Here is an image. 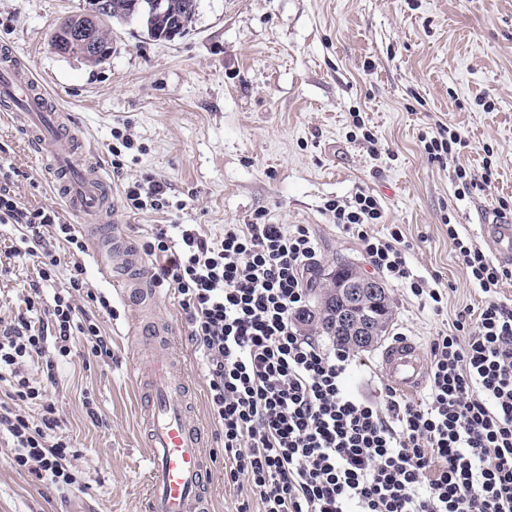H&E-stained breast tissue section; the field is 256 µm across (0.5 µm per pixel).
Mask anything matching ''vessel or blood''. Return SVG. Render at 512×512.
<instances>
[{
  "mask_svg": "<svg viewBox=\"0 0 512 512\" xmlns=\"http://www.w3.org/2000/svg\"><path fill=\"white\" fill-rule=\"evenodd\" d=\"M0 112H23L28 143L45 159L54 188L67 209L84 222L111 225L109 259L130 267L122 293L136 295L154 306L158 291L149 277L138 271L139 262L128 249L125 233L115 222V209L107 174L69 113L59 111L30 65L12 49L0 50ZM482 231L497 260L512 265V224H486ZM138 337L148 352L135 370L146 395L141 420L146 462L144 512H211L208 493L212 474L209 438L190 419V386L178 358L175 326L159 317L139 322ZM381 365L390 385L412 392L425 382L423 351L400 337L381 354Z\"/></svg>",
  "mask_w": 512,
  "mask_h": 512,
  "instance_id": "obj_1",
  "label": "vessel or blood"
}]
</instances>
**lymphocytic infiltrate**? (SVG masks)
I'll use <instances>...</instances> for the list:
<instances>
[{"mask_svg": "<svg viewBox=\"0 0 512 512\" xmlns=\"http://www.w3.org/2000/svg\"><path fill=\"white\" fill-rule=\"evenodd\" d=\"M170 192L148 174L125 184L123 206L164 213ZM325 209L375 270L443 311V288L413 272L399 226L374 234L383 219L375 196L359 192ZM0 224L20 228L13 254L32 258L40 284L68 274L51 301L30 293L16 324L0 329V431L17 468L64 494L77 474L47 384L76 338L89 355L111 357L109 337L77 299L86 292L101 309L111 305L90 294L81 263L63 265L62 253L84 252L85 244L58 210L27 208L0 186ZM448 237L484 301L433 340L420 399L389 389L376 403L349 390L348 349L326 347L296 324L305 273L319 257L308 225L228 224L219 236L199 224L152 227L144 249L157 261L158 286L176 294L206 373L209 416L224 434V482L256 496L259 512H512V304L499 296L512 267L495 263L456 225ZM35 360L45 364L44 381L25 370ZM38 404L37 418L28 408Z\"/></svg>", "mask_w": 512, "mask_h": 512, "instance_id": "f902f5d3", "label": "lymphocytic infiltrate"}]
</instances>
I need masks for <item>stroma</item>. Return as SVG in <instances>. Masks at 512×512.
I'll use <instances>...</instances> for the list:
<instances>
[{
    "mask_svg": "<svg viewBox=\"0 0 512 512\" xmlns=\"http://www.w3.org/2000/svg\"><path fill=\"white\" fill-rule=\"evenodd\" d=\"M84 5L0 0V44H11L33 66L104 163L112 161L113 129L128 128L142 144L137 161L112 176L114 198L128 181L151 174L184 201V209L164 214L119 209L134 253L141 254L154 224H203L216 235L225 225L258 219L306 224L320 247L308 276L313 301L338 261L374 273L324 209L363 190L383 206L377 232L400 225L415 271L438 275L448 292L447 313L437 316L389 285V339L408 336L430 348L459 311L480 307L483 294L469 281L446 221L454 219L481 246V225L493 223L499 199H512V0H200L189 34L171 42L150 38L134 20L113 25L112 53L101 64L51 46L56 22ZM357 113L379 155L355 137ZM440 124L457 127L467 141L454 158L433 160L423 149L421 135ZM0 164L17 170L11 192L26 207L65 212L44 160L24 138L22 113L0 120ZM459 164L475 176L491 170L490 183L457 199ZM77 260L92 291L112 305L111 312H95L112 339L111 359L75 354L56 366L48 387L60 433L74 445L80 484L61 496L16 469L10 441L0 434V512H141L145 460L129 369L138 351L135 310L92 253ZM36 277L29 260L0 274V324L24 311ZM158 302L178 327L195 415L209 425L215 512L242 504L257 512L256 498L224 486V436L210 423L206 378L184 316L172 293H160ZM381 352L356 351L355 394L381 399ZM85 389L96 417L82 405Z\"/></svg>",
    "mask_w": 512,
    "mask_h": 512,
    "instance_id": "35a3bbf8",
    "label": "stroma"
}]
</instances>
